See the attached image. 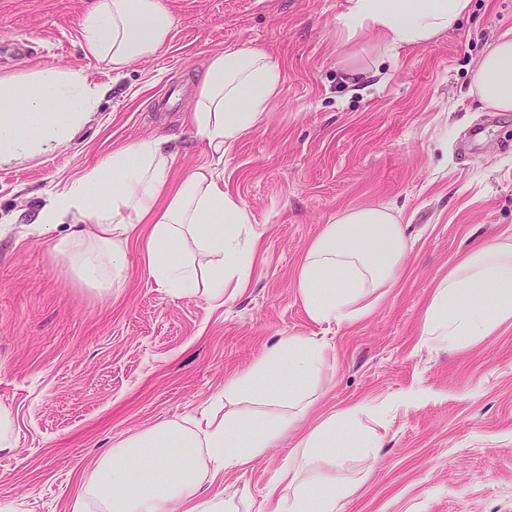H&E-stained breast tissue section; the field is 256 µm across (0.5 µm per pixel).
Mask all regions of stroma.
Returning a JSON list of instances; mask_svg holds the SVG:
<instances>
[{
	"instance_id": "stroma-1",
	"label": "stroma",
	"mask_w": 512,
	"mask_h": 512,
	"mask_svg": "<svg viewBox=\"0 0 512 512\" xmlns=\"http://www.w3.org/2000/svg\"><path fill=\"white\" fill-rule=\"evenodd\" d=\"M171 38L123 74L84 57L77 19L96 0H0V71L58 65L112 87L67 146L0 165V408L14 421L0 453V512H72L75 489L116 440L201 415L230 377L284 336L326 341L335 359L295 432L203 487V497L262 502L299 433L355 403L392 401L367 419L376 461L336 448L321 462L353 485L341 512H512V324L470 348L420 347L432 292L481 241L512 236V112L468 93L469 72L512 30V0H472L458 27L397 54L371 35L343 44L345 0H163ZM265 50L284 69L262 124L224 160V187L262 234L248 288L215 307L173 298L128 254L104 294L79 283L31 224L57 184L114 145L164 135L176 174L206 160L189 124L209 56ZM178 96L170 111L155 100ZM393 207L409 249L394 288L366 318L318 324L295 288L322 224L342 211ZM421 388L424 401L397 405Z\"/></svg>"
}]
</instances>
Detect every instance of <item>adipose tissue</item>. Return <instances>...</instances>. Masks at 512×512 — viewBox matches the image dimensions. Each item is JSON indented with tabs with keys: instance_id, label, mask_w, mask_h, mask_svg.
Masks as SVG:
<instances>
[{
	"instance_id": "ef3b65f1",
	"label": "adipose tissue",
	"mask_w": 512,
	"mask_h": 512,
	"mask_svg": "<svg viewBox=\"0 0 512 512\" xmlns=\"http://www.w3.org/2000/svg\"><path fill=\"white\" fill-rule=\"evenodd\" d=\"M472 0H346L338 17L344 43L379 36L387 51L419 45L454 29ZM85 57L113 72L158 54L171 16L163 0H97L78 21ZM284 79L264 50L229 46L213 53L195 95L190 124L208 151L205 164L173 180L176 155L163 138L113 148L102 163L53 192L33 229L50 252L97 289L125 280L128 249L173 297L223 302L226 285L247 287L261 246L246 206L224 189L228 150L257 128ZM108 89L80 68L20 69L0 75V163L67 145L91 122ZM487 108L512 112V35L503 34L478 61L469 87ZM408 249L392 209L356 207L322 226L297 268L298 296L312 320L347 324L367 317L393 287ZM512 323V237L465 253L435 288L419 341L425 348L470 347ZM335 354L324 342L284 336L224 386V411L186 423H161L100 454L74 500L103 512H250L252 502L202 498L203 482L262 456L293 430L314 402ZM264 405L260 421L246 404ZM370 408L348 405L301 435L294 461L279 474L281 490L262 512H340L349 495L318 470L339 442L375 458L380 437L363 427Z\"/></svg>"
}]
</instances>
